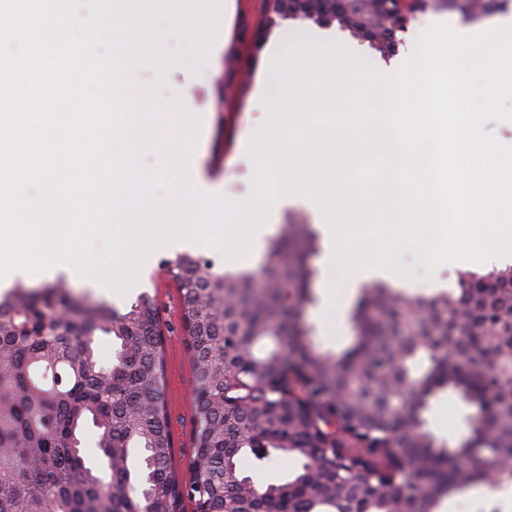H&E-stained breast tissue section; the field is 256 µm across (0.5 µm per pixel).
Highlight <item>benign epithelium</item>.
Listing matches in <instances>:
<instances>
[{
	"label": "benign epithelium",
	"mask_w": 512,
	"mask_h": 512,
	"mask_svg": "<svg viewBox=\"0 0 512 512\" xmlns=\"http://www.w3.org/2000/svg\"><path fill=\"white\" fill-rule=\"evenodd\" d=\"M266 24L276 20L313 19L341 27L379 51L386 60L403 43L401 35L421 14L442 8L480 19L496 10V0H265Z\"/></svg>",
	"instance_id": "7a95c632"
}]
</instances>
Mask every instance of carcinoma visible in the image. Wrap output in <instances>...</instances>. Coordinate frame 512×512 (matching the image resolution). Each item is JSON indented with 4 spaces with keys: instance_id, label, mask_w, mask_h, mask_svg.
I'll use <instances>...</instances> for the list:
<instances>
[{
    "instance_id": "obj_1",
    "label": "carcinoma",
    "mask_w": 512,
    "mask_h": 512,
    "mask_svg": "<svg viewBox=\"0 0 512 512\" xmlns=\"http://www.w3.org/2000/svg\"><path fill=\"white\" fill-rule=\"evenodd\" d=\"M318 250L308 224L289 223L263 264L217 270L190 253L171 262L197 385L192 478L173 467L162 392L158 308L142 293L123 312L76 301L63 279L15 283L0 300V512H440L481 484L512 480V266L463 271L458 290L408 298L386 282L362 288L355 340L337 355L317 348L297 308L275 315L283 264L312 302ZM111 336L112 364L96 337ZM450 389L471 408L455 448L425 430L428 399ZM98 428L105 471L81 447ZM364 440L369 457L349 465L383 486L367 494L336 482V449L316 442L331 425ZM292 455L300 469L259 486L237 470Z\"/></svg>"
}]
</instances>
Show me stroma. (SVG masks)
Returning a JSON list of instances; mask_svg holds the SVG:
<instances>
[{"mask_svg":"<svg viewBox=\"0 0 512 512\" xmlns=\"http://www.w3.org/2000/svg\"><path fill=\"white\" fill-rule=\"evenodd\" d=\"M263 0H233L228 13L220 15L218 33L221 47L211 50L206 64L187 67L173 65L166 73L144 67L137 75L143 85L161 84V97L173 95L184 79L196 85L197 98L203 103L198 140L191 152L204 180L219 186L223 195L235 202L246 201L252 194L254 165L249 156L250 142L264 123L267 112L258 93L261 84L277 75L271 62L270 47L286 48L299 42L309 43L331 37L363 56L378 70L390 73L412 54L418 36L431 24L444 21L450 26L464 25L458 13L429 12L414 22L404 35V44L391 60H383L368 43L355 39L338 24L322 26L310 20H289L269 27L265 24ZM171 256L156 249L148 263L138 268L136 283L122 294L116 310L122 311L141 293L155 297L163 331L165 354L164 399L169 430L174 444V466L182 480H190L194 455L197 416V389L194 361L187 347L182 324L183 302L177 284L167 272ZM404 267L414 274L412 280L399 284V291L411 297L436 295V283L455 286L458 272L482 271L486 265L471 260L441 264L428 273L414 252H405ZM352 300L342 309H323L321 300L303 305L305 323L313 330L315 343L324 351L341 353L353 342ZM467 404L453 391L436 392L429 399L424 414L427 430L448 446H455L468 431ZM300 465L292 456H273L271 461L256 462L243 455L237 460L240 474L260 485L287 480Z\"/></svg>","mask_w":512,"mask_h":512,"instance_id":"obj_1","label":"stroma"}]
</instances>
